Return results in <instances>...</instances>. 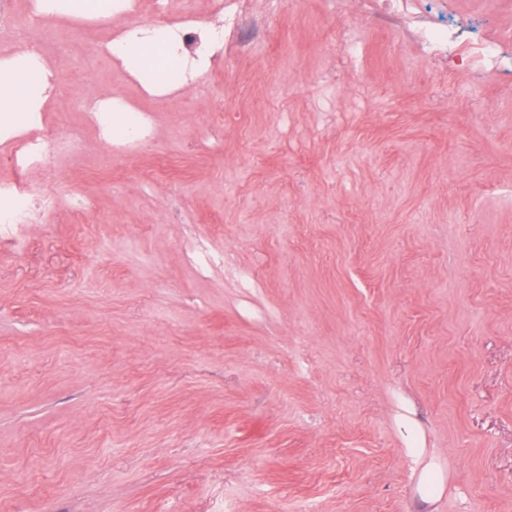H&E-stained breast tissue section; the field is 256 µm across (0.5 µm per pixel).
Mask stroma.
<instances>
[{"label":"stroma","instance_id":"obj_1","mask_svg":"<svg viewBox=\"0 0 512 512\" xmlns=\"http://www.w3.org/2000/svg\"><path fill=\"white\" fill-rule=\"evenodd\" d=\"M182 2L39 20L82 152L0 245V512H512V0H249L175 94L100 54Z\"/></svg>","mask_w":512,"mask_h":512}]
</instances>
